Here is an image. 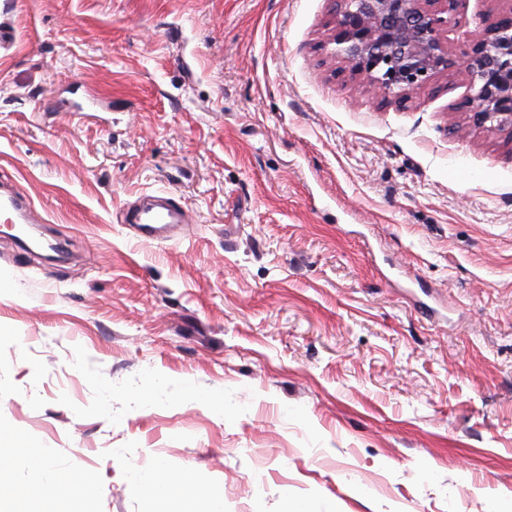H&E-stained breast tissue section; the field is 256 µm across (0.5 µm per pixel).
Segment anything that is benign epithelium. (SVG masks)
<instances>
[{"label": "benign epithelium", "instance_id": "7a95c632", "mask_svg": "<svg viewBox=\"0 0 512 512\" xmlns=\"http://www.w3.org/2000/svg\"><path fill=\"white\" fill-rule=\"evenodd\" d=\"M457 0H334L329 42L360 86L405 101L435 75L457 67L475 93L461 105L482 123L512 129V16L501 18L452 58L444 33Z\"/></svg>", "mask_w": 512, "mask_h": 512}]
</instances>
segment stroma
Returning <instances> with one entry per match:
<instances>
[{
  "mask_svg": "<svg viewBox=\"0 0 512 512\" xmlns=\"http://www.w3.org/2000/svg\"><path fill=\"white\" fill-rule=\"evenodd\" d=\"M333 7L0 0V179L70 255L0 223V448L62 472L0 468V512H207L160 460L225 512H512V131L457 68L360 92ZM511 11L459 0L450 54ZM162 191L189 231L121 223ZM137 480L141 481L148 495L152 498L165 497L172 491L178 490L185 494L202 496L209 500L211 512L224 511V498L214 489L198 485L183 477L176 476L169 467L159 462L155 468V474L145 479L143 475H138Z\"/></svg>",
  "mask_w": 512,
  "mask_h": 512,
  "instance_id": "stroma-1",
  "label": "stroma"
}]
</instances>
